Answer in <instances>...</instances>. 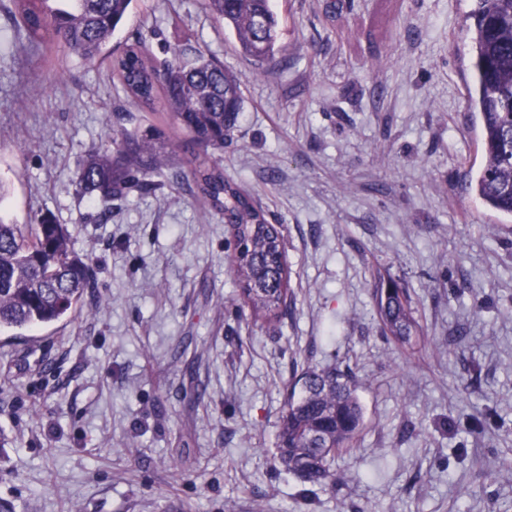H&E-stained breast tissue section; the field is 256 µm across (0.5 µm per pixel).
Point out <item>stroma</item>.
<instances>
[{
  "label": "stroma",
  "instance_id": "stroma-1",
  "mask_svg": "<svg viewBox=\"0 0 512 512\" xmlns=\"http://www.w3.org/2000/svg\"><path fill=\"white\" fill-rule=\"evenodd\" d=\"M256 66L205 0H134L111 46L184 43L243 78L219 159L283 225L295 304L240 310L233 237L192 180L103 214L81 157L152 124L107 64L45 61L0 10V216L51 213L97 266L95 310L0 337V512H512V220L466 187L470 0H273ZM422 327L385 336L373 286ZM352 371L364 407L332 486L275 459L294 371Z\"/></svg>",
  "mask_w": 512,
  "mask_h": 512
}]
</instances>
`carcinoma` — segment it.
Wrapping results in <instances>:
<instances>
[{
    "label": "carcinoma",
    "instance_id": "1",
    "mask_svg": "<svg viewBox=\"0 0 512 512\" xmlns=\"http://www.w3.org/2000/svg\"><path fill=\"white\" fill-rule=\"evenodd\" d=\"M11 16L27 45L59 50L86 62L106 61L132 103L160 112L190 145L180 164L157 128L121 130L112 148L88 151L79 163L77 192L103 205L153 178L177 185L192 179L204 204L224 215L233 230L232 271L251 316L281 321L290 311V272L284 265L280 225L272 224L253 195L226 177L214 152L235 131L243 110L241 80L221 61L194 47L175 48L158 66L144 38L113 55L109 43L133 0H11ZM207 9L237 39L242 52L262 64L274 59L280 38L271 0H206ZM471 65L465 92L479 128L480 162L468 172V190L488 211L512 217V0H471L465 17ZM97 277L92 259L75 251L72 233L50 214L35 224L0 218V335L22 336L64 320L92 303ZM383 332L408 342L420 332L407 290L393 280L376 286ZM281 412L276 457L303 484L334 483L336 451L358 437L364 411L357 380L336 367L308 369L294 382Z\"/></svg>",
    "mask_w": 512,
    "mask_h": 512
}]
</instances>
